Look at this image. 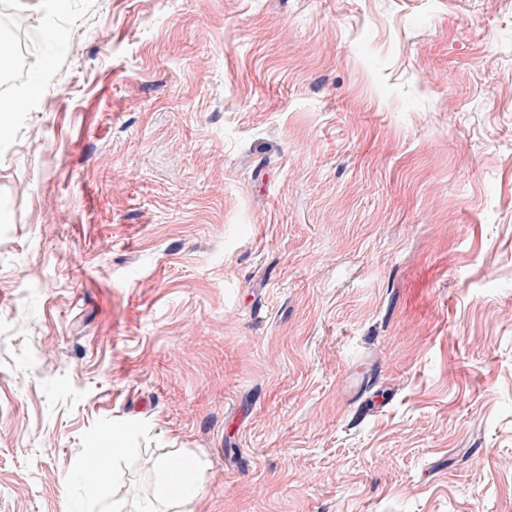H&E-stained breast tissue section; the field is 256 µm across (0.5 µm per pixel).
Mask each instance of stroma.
<instances>
[{
    "mask_svg": "<svg viewBox=\"0 0 512 512\" xmlns=\"http://www.w3.org/2000/svg\"><path fill=\"white\" fill-rule=\"evenodd\" d=\"M24 19L0 512H512V0ZM184 462H187V466ZM173 469H169L168 463L158 465L160 472V483L158 492L160 496L168 501L170 509L175 512H186L182 510L187 504L201 494V483L199 476L202 470V462L196 456L178 462ZM186 471L191 475L190 479L179 478L178 473Z\"/></svg>",
    "mask_w": 512,
    "mask_h": 512,
    "instance_id": "1",
    "label": "stroma"
}]
</instances>
